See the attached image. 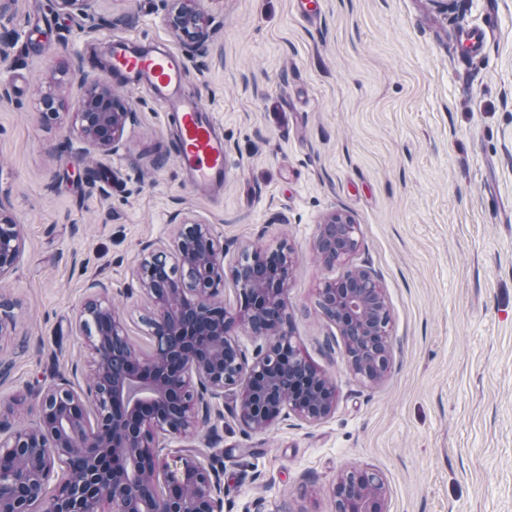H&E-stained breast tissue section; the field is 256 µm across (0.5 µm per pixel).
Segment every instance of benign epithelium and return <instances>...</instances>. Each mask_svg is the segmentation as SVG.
I'll use <instances>...</instances> for the list:
<instances>
[{"label":"benign epithelium","instance_id":"obj_1","mask_svg":"<svg viewBox=\"0 0 512 512\" xmlns=\"http://www.w3.org/2000/svg\"><path fill=\"white\" fill-rule=\"evenodd\" d=\"M82 20H98L96 0H51ZM171 24L188 44L204 45L210 19L198 0H169ZM84 92L75 120L80 135L104 153L119 145L125 127L136 120L112 84L81 77ZM19 225L0 216V276L12 270L21 248ZM359 247V227L343 211L330 213L317 248L329 263L348 262ZM277 267H224V252L212 227L184 217L172 249L148 243L135 277L150 304L146 319L154 340L143 358L131 346L123 321L101 295L100 280L79 315L92 357V376L82 395L53 384L31 392L37 420L15 429L0 422V512H223L220 472L193 456L173 461L167 438L193 436L212 415L223 416L224 392L241 391L231 407L252 432L266 431L278 418L293 415L318 422L336 406L333 383L303 365L299 350L281 329L285 292L292 266L283 245L273 251ZM174 258L182 275L160 277ZM239 289L235 311L218 295L224 278ZM326 314L339 327L345 345L368 355H346L355 374L377 382L388 366V320L384 289L375 275L349 270L319 291ZM240 324L264 339L253 360L228 336ZM94 405L89 421L85 403ZM338 512H385L382 478L366 468L344 470L336 483Z\"/></svg>","mask_w":512,"mask_h":512}]
</instances>
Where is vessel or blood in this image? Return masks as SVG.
I'll use <instances>...</instances> for the list:
<instances>
[{"mask_svg": "<svg viewBox=\"0 0 512 512\" xmlns=\"http://www.w3.org/2000/svg\"><path fill=\"white\" fill-rule=\"evenodd\" d=\"M111 66L129 86H149L176 131L175 158L184 180L198 190L221 187L229 165L223 134L197 100L183 93L185 65L172 49L142 50L118 40Z\"/></svg>", "mask_w": 512, "mask_h": 512, "instance_id": "b4317fda", "label": "vessel or blood"}]
</instances>
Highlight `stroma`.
Instances as JSON below:
<instances>
[{"mask_svg":"<svg viewBox=\"0 0 512 512\" xmlns=\"http://www.w3.org/2000/svg\"><path fill=\"white\" fill-rule=\"evenodd\" d=\"M192 50L166 0H98L96 29L50 0H17L0 62V213L22 228L0 323V419L35 417L32 391L88 383L76 320L91 280L137 350L153 339L132 278L141 247L170 242L174 213L211 225L225 266L247 246L291 249L283 329L332 380L336 407L307 423L246 431L232 415L171 450L213 457L224 512H335L336 479L366 467L386 512H512V0H200ZM482 29L478 52L465 44ZM169 47L184 92L209 110L230 155L220 194L182 178L149 88L110 66L112 42ZM109 78L137 114L104 153L74 125L81 73ZM57 114H43L44 96ZM359 226L350 265L316 248L334 211ZM380 279L391 362L375 384L324 338L318 306L348 266Z\"/></svg>","mask_w":512,"mask_h":512,"instance_id":"1","label":"stroma"}]
</instances>
